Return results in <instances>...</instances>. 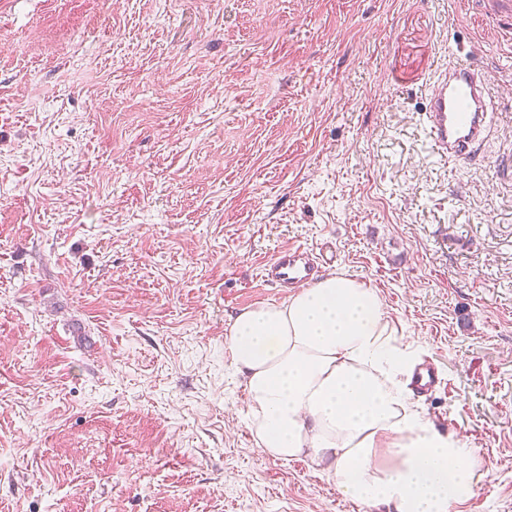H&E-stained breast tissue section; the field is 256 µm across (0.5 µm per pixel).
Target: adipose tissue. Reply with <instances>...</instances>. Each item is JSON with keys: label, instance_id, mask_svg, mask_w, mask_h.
Here are the masks:
<instances>
[{"label": "adipose tissue", "instance_id": "ef3b65f1", "mask_svg": "<svg viewBox=\"0 0 512 512\" xmlns=\"http://www.w3.org/2000/svg\"><path fill=\"white\" fill-rule=\"evenodd\" d=\"M228 340L268 456L310 458L371 512H449L474 496L481 461L416 402L415 354L363 282L329 274L244 309Z\"/></svg>", "mask_w": 512, "mask_h": 512}]
</instances>
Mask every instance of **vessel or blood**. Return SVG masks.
Listing matches in <instances>:
<instances>
[{
	"instance_id": "obj_1",
	"label": "vessel or blood",
	"mask_w": 512,
	"mask_h": 512,
	"mask_svg": "<svg viewBox=\"0 0 512 512\" xmlns=\"http://www.w3.org/2000/svg\"><path fill=\"white\" fill-rule=\"evenodd\" d=\"M496 90L476 63L455 62L436 72L428 84L425 117L430 144L442 157L471 158L487 129ZM319 264L312 248L302 245L278 251L262 267L263 281L283 287L312 281Z\"/></svg>"
}]
</instances>
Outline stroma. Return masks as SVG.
<instances>
[{
    "label": "stroma",
    "mask_w": 512,
    "mask_h": 512,
    "mask_svg": "<svg viewBox=\"0 0 512 512\" xmlns=\"http://www.w3.org/2000/svg\"><path fill=\"white\" fill-rule=\"evenodd\" d=\"M505 93L466 163L424 93ZM512 36L472 0H0V512H363L259 449L225 337L327 246L512 512ZM332 258L333 252L331 257L327 258L323 252L314 253L313 248L291 246L278 251L263 265L261 277L264 282L283 287L305 285L317 276L319 264L316 259L326 264Z\"/></svg>",
    "instance_id": "35a3bbf8"
}]
</instances>
